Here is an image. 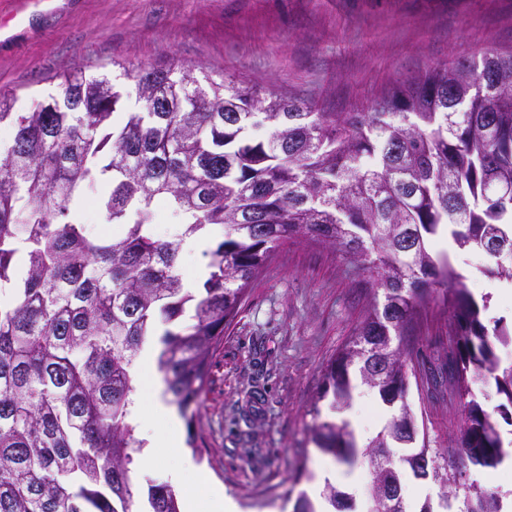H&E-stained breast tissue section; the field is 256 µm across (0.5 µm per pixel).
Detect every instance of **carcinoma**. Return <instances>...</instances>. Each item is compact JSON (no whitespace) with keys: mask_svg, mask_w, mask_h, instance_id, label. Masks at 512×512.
Segmentation results:
<instances>
[{"mask_svg":"<svg viewBox=\"0 0 512 512\" xmlns=\"http://www.w3.org/2000/svg\"><path fill=\"white\" fill-rule=\"evenodd\" d=\"M135 78L138 106L119 126L122 95L106 74L75 69L30 112L12 111L0 94V125L13 128L0 148V512H135L141 444L128 417L140 347L157 320L168 325L157 365L198 449V398L224 324L251 280L297 240L335 249L384 290L325 369L317 400L348 405L356 380L397 411L362 450L347 422L322 420L317 408L310 427L337 462L369 458L368 512H405L376 492L378 470L396 482L442 455L425 440L413 457L392 452L418 433L411 377L462 407L460 462L501 464L512 365L501 366L497 349L512 345V326L484 320L490 298L477 303L429 240L446 230L459 249L493 260L487 274L512 280V52L432 67L366 112H324L296 96L200 80L191 67ZM256 120L268 138L248 134ZM101 183L104 223L118 228L110 237L71 218L80 191ZM498 188L509 196H493ZM161 200L183 224L172 240L153 235ZM210 225L223 226L224 239L193 292L179 254ZM434 312L450 321L452 347L428 365L414 361L412 343ZM480 377L502 399L491 410L471 393ZM445 475L461 512H500L499 493L458 467ZM323 498L351 509L329 482ZM147 502L149 512H180L164 483L148 485Z\"/></svg>","mask_w":512,"mask_h":512,"instance_id":"carcinoma-1","label":"carcinoma"}]
</instances>
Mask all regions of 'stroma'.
Masks as SVG:
<instances>
[{"label":"stroma","instance_id":"stroma-1","mask_svg":"<svg viewBox=\"0 0 512 512\" xmlns=\"http://www.w3.org/2000/svg\"><path fill=\"white\" fill-rule=\"evenodd\" d=\"M0 92L30 111L56 92L63 74H107L127 96L125 69L189 66L225 83L294 93L327 112H364L392 85L428 68L512 50V0H0ZM488 317L512 321V280L484 272L490 260L433 238ZM376 293L368 273L332 248L298 241L281 247L254 279L210 359L193 458L251 512H294L340 466L311 439L313 409L344 421L318 400L323 372L357 332ZM407 403L431 447L456 454L459 407L410 383ZM352 427L365 446L393 410L366 386L352 393ZM439 484L401 477L406 512L431 503L444 512Z\"/></svg>","mask_w":512,"mask_h":512}]
</instances>
